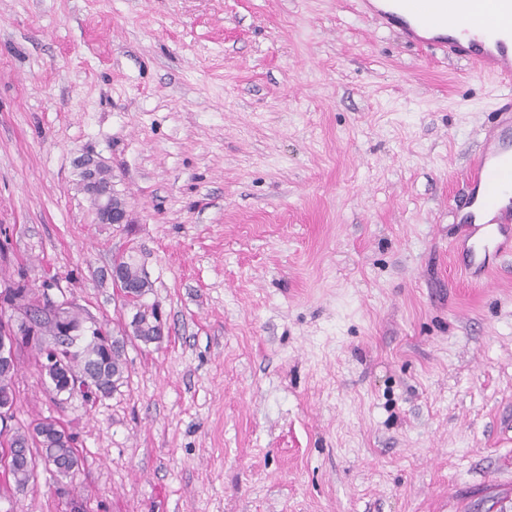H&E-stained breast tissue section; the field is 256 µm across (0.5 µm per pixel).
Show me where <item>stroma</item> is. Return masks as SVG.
Returning a JSON list of instances; mask_svg holds the SVG:
<instances>
[{"label":"stroma","instance_id":"1","mask_svg":"<svg viewBox=\"0 0 512 512\" xmlns=\"http://www.w3.org/2000/svg\"><path fill=\"white\" fill-rule=\"evenodd\" d=\"M361 0H0V290L25 277L124 343L15 421L85 464L0 512H487L512 499V256L454 268L452 209L506 87ZM132 221L102 224L78 159ZM161 342L125 338L118 255Z\"/></svg>","mask_w":512,"mask_h":512}]
</instances>
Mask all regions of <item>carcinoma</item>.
<instances>
[{"instance_id":"cac0c4a2","label":"carcinoma","mask_w":512,"mask_h":512,"mask_svg":"<svg viewBox=\"0 0 512 512\" xmlns=\"http://www.w3.org/2000/svg\"><path fill=\"white\" fill-rule=\"evenodd\" d=\"M14 296H20L27 301V311L31 314L30 338L25 346L36 352L35 361L52 386L51 393L60 394L68 386L69 377L74 374H86L91 384L102 394L114 391L123 379L125 360L118 348L102 347L95 339L97 330L86 335L83 331L68 334L70 326H79L82 318L77 311L72 316L71 323H53L43 317L42 307L32 299L33 290L28 288L25 278H20L12 286ZM154 308L145 306L134 316L133 332L141 335V340L149 343L159 340L157 336H148ZM55 346L63 356L64 365L57 367L41 361L44 348ZM18 365L5 370L0 368V405L7 404L14 408L17 404L15 376ZM58 421L45 418L37 423L13 428L8 438L9 445H17L23 451L25 462L19 464L12 472L16 488H26L35 477L37 460L56 465V472L63 476H72L84 465V459L79 456L74 446L71 433H57L54 425Z\"/></svg>"}]
</instances>
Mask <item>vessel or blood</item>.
<instances>
[{
	"label": "vessel or blood",
	"mask_w": 512,
	"mask_h": 512,
	"mask_svg": "<svg viewBox=\"0 0 512 512\" xmlns=\"http://www.w3.org/2000/svg\"><path fill=\"white\" fill-rule=\"evenodd\" d=\"M380 11L399 22L406 37L417 41L416 26H437L430 38L448 57L512 85V0H391ZM453 218L460 226L451 253L460 272L484 285L493 262L512 255V103L494 111L482 147L470 170L468 192L456 203Z\"/></svg>",
	"instance_id": "b4317fda"
}]
</instances>
